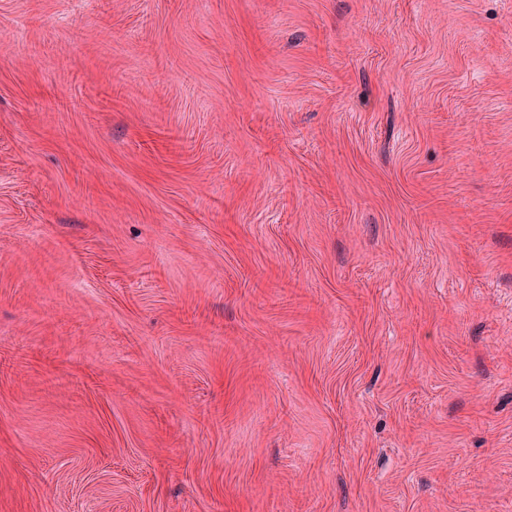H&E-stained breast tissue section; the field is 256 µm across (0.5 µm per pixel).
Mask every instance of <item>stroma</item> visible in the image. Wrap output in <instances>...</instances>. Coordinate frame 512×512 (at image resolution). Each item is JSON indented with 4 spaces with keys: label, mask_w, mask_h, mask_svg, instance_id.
I'll list each match as a JSON object with an SVG mask.
<instances>
[{
    "label": "stroma",
    "mask_w": 512,
    "mask_h": 512,
    "mask_svg": "<svg viewBox=\"0 0 512 512\" xmlns=\"http://www.w3.org/2000/svg\"><path fill=\"white\" fill-rule=\"evenodd\" d=\"M0 512H512V0H0Z\"/></svg>",
    "instance_id": "1"
}]
</instances>
